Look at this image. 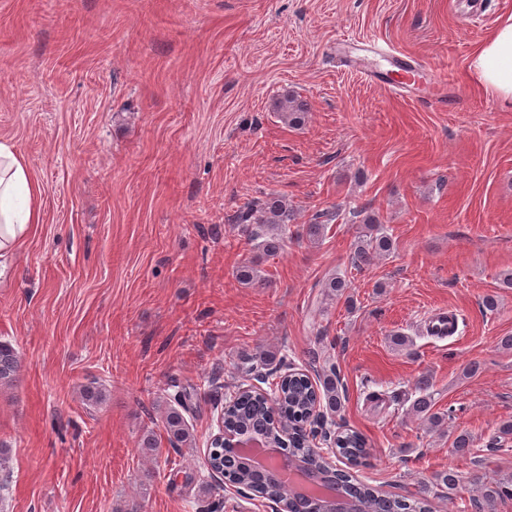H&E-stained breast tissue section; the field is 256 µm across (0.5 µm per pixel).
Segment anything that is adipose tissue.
Returning a JSON list of instances; mask_svg holds the SVG:
<instances>
[{"label":"adipose tissue","instance_id":"ef3b65f1","mask_svg":"<svg viewBox=\"0 0 512 512\" xmlns=\"http://www.w3.org/2000/svg\"><path fill=\"white\" fill-rule=\"evenodd\" d=\"M468 70L485 92L512 104V19L496 25L472 54ZM42 221V196L24 159L0 142V257L14 252Z\"/></svg>","mask_w":512,"mask_h":512}]
</instances>
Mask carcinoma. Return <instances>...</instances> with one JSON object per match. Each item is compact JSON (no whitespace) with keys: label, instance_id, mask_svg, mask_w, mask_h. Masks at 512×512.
<instances>
[{"label":"carcinoma","instance_id":"carcinoma-1","mask_svg":"<svg viewBox=\"0 0 512 512\" xmlns=\"http://www.w3.org/2000/svg\"><path fill=\"white\" fill-rule=\"evenodd\" d=\"M273 111L291 127L304 124L308 105L295 94L287 91L273 101ZM340 217L339 211L320 209L315 211L302 228L303 234L311 241L322 236L327 224ZM231 221L239 224L254 249L266 256H275L281 252L286 242L293 238L290 224L294 223V215L281 197L268 194L261 198H253L240 206L232 215ZM393 249L392 241L385 235L364 234L359 237L353 255V264L362 269L371 265L376 258L389 254ZM237 279L244 285H255L264 282L258 275L257 264L251 261L241 265L236 272ZM20 370V359L13 346L0 342V385L12 384ZM281 397L274 417L279 428L271 430L272 420L269 407L257 396L245 395L237 399L224 413V424L229 428L242 429L247 433L274 432L283 433L287 441L288 451L296 456L306 457L316 468L329 469L330 463L325 457L315 453L311 448L310 437L313 430L308 428L309 410L318 405L330 413H338L342 408L344 395L340 393V377L336 364L325 361L317 382L311 385L295 374L289 379L279 382ZM417 391L420 396L412 403V411L426 420L430 426L439 427L450 419V412L435 409V398L430 391L429 381L422 379ZM173 404L169 405L162 417L163 427L168 442L173 448L193 446L194 435L185 414L192 407L193 393L184 386L178 387L171 396ZM335 447L339 455L350 465L358 467L366 464L370 457L363 435L352 429H346L336 435ZM222 461L228 480L252 490L258 497L283 498L280 485L269 481L267 473L259 470L245 472L238 466L236 450L222 448L220 454L213 457ZM460 481L459 474L452 468L435 475L436 486L442 496L451 497ZM327 482L336 494L352 502L359 512H433L430 501L425 497L399 496L386 493L376 487L360 481L351 472L337 469L330 474ZM512 499V472H501L495 478L478 486V494L472 499L471 507L477 512L491 509L498 500Z\"/></svg>","mask_w":512,"mask_h":512}]
</instances>
